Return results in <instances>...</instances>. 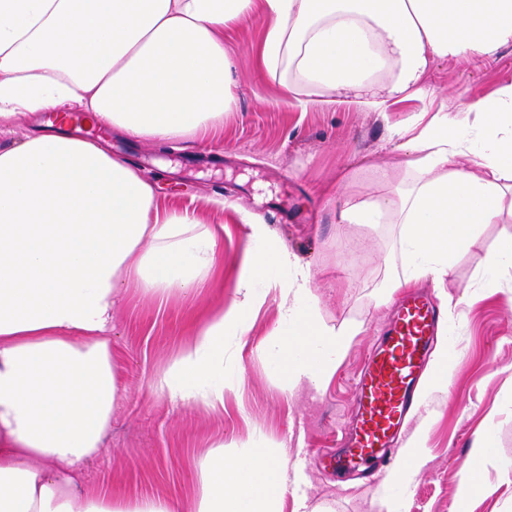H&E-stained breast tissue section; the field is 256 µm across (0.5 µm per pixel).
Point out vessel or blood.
<instances>
[{
  "mask_svg": "<svg viewBox=\"0 0 512 512\" xmlns=\"http://www.w3.org/2000/svg\"><path fill=\"white\" fill-rule=\"evenodd\" d=\"M438 321L434 303L425 296L408 297L399 305L386 336L366 360L348 445L332 461L337 475L356 463L394 460L405 465L395 441L415 402L421 360Z\"/></svg>",
  "mask_w": 512,
  "mask_h": 512,
  "instance_id": "b4317fda",
  "label": "vessel or blood"
}]
</instances>
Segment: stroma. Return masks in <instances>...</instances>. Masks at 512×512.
<instances>
[{
    "mask_svg": "<svg viewBox=\"0 0 512 512\" xmlns=\"http://www.w3.org/2000/svg\"><path fill=\"white\" fill-rule=\"evenodd\" d=\"M260 17L224 32L236 102L224 127L208 142L183 138L165 148L127 139L95 125L71 134L101 139L112 153L138 168L174 208L195 212L217 236L219 275L193 296L174 292L155 299L126 288L112 312V355L123 395L101 456L84 467L83 491L109 488L130 497L189 503L191 472L218 443L283 447L293 481L285 512L301 499L328 512H378V495L403 512H452L472 462L476 438L491 450L482 461L484 481L469 512H512V484L501 471L512 465V267L485 287L488 250L512 240V220L487 224L479 243L458 259L444 287L424 277L442 316L438 342L447 343L448 387L408 417L404 439L425 447L410 487L386 485L387 470L357 467L337 481L320 461L340 446L354 408V382L369 349L388 330L397 298L391 284L406 271L396 224L341 225L349 200L377 199L418 175L401 127L423 113L454 112L512 83V45L487 59L468 55L433 62L421 95L391 100L385 111L356 102H300L277 78L261 71L255 51L264 38ZM252 222L244 224L241 215ZM270 229L277 244L309 267L315 309L335 328L359 327L325 388L289 390L264 348L279 326V301L265 291L287 269L270 267L254 288L257 300L245 336L228 338L224 375L240 380L223 406H175L155 384L193 340V330L236 297L249 258L266 249L253 224Z\"/></svg>",
    "mask_w": 512,
    "mask_h": 512,
    "instance_id": "1",
    "label": "stroma"
}]
</instances>
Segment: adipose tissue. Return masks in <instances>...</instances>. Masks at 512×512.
I'll use <instances>...</instances> for the list:
<instances>
[{"mask_svg":"<svg viewBox=\"0 0 512 512\" xmlns=\"http://www.w3.org/2000/svg\"><path fill=\"white\" fill-rule=\"evenodd\" d=\"M257 13L263 68L294 98L366 97L375 110L422 94L433 61L494 56L512 44V0H0V122L75 108L98 126L159 142L201 138L231 111L224 32ZM478 121H470V114ZM419 179L381 200L348 201L346 224L401 225L410 269L444 281L480 228L512 217V85L413 138ZM473 156L476 172L458 167ZM214 232L97 140L64 131L0 148V512H181L163 499L79 491L119 399L112 310L123 285L192 294L215 273ZM280 328L267 347L288 380L323 388L357 331L317 316L312 275L287 251L255 256L227 310L194 331L157 384L171 402L223 404L224 339L244 335L252 283L268 266ZM281 448L214 446L190 512H283Z\"/></svg>","mask_w":512,"mask_h":512,"instance_id":"1","label":"adipose tissue"}]
</instances>
